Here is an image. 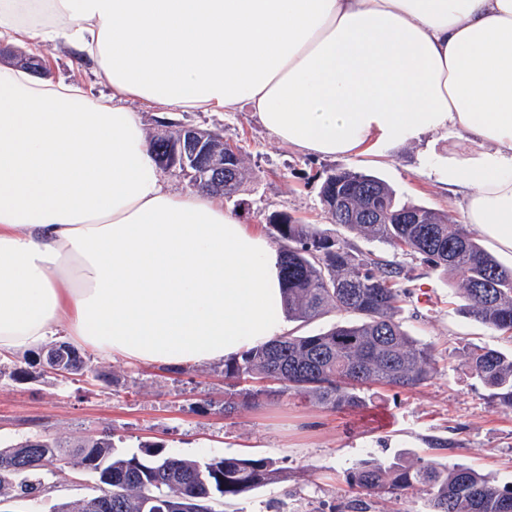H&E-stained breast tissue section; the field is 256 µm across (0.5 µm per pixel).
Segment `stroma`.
<instances>
[{"label": "stroma", "mask_w": 512, "mask_h": 512, "mask_svg": "<svg viewBox=\"0 0 512 512\" xmlns=\"http://www.w3.org/2000/svg\"><path fill=\"white\" fill-rule=\"evenodd\" d=\"M50 79H78L106 93L91 70L76 71L67 47L45 50ZM145 133L168 121L223 134L242 146L248 178L224 206L241 223L267 233L270 215L287 213L315 224L351 246L396 260L409 297L401 318L436 355L433 377L415 389L371 387L363 407L334 411L288 395L261 396L233 415L224 413L230 389L220 362L165 368L93 357L84 378L62 380L44 373L37 354L0 362V443L33 437L90 438L112 432L122 452L142 445L194 460L222 457L269 458L283 479L238 497L235 512H348L357 493L344 475L366 458L415 462L432 458L469 466L498 485L512 486V408L499 404L472 374L467 353L486 346L511 351L499 332L465 315L457 275L433 269L419 256L394 253L330 224L320 201L327 171L351 169L384 178L401 201L424 204L459 219L457 200L436 182L424 156L463 155L455 137L425 138L387 156L315 157L277 143L253 113L163 112L134 105ZM27 365L20 381L8 376ZM444 447H434V440ZM47 491L23 512H52L55 504L93 492L90 475L71 467L51 475Z\"/></svg>", "instance_id": "obj_1"}]
</instances>
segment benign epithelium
Returning <instances> with one entry per match:
<instances>
[{
	"instance_id": "1",
	"label": "benign epithelium",
	"mask_w": 512,
	"mask_h": 512,
	"mask_svg": "<svg viewBox=\"0 0 512 512\" xmlns=\"http://www.w3.org/2000/svg\"><path fill=\"white\" fill-rule=\"evenodd\" d=\"M159 164L169 172L184 169L194 185L201 181L206 183L224 173V156L211 143L197 138L192 126L182 128L180 139L171 141L168 154L160 157ZM64 350L66 347L63 346L57 351H49L41 365L43 370L57 377L73 379V367L63 357Z\"/></svg>"
}]
</instances>
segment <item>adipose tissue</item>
Instances as JSON below:
<instances>
[{"label":"adipose tissue","instance_id":"adipose-tissue-1","mask_svg":"<svg viewBox=\"0 0 512 512\" xmlns=\"http://www.w3.org/2000/svg\"><path fill=\"white\" fill-rule=\"evenodd\" d=\"M0 41L66 46L110 90L0 64V358L63 333L179 367L285 331L278 251L163 179L135 102L246 108L312 156L458 136L433 170L512 257V0H0Z\"/></svg>","mask_w":512,"mask_h":512}]
</instances>
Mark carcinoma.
<instances>
[{"label": "carcinoma", "instance_id": "obj_1", "mask_svg": "<svg viewBox=\"0 0 512 512\" xmlns=\"http://www.w3.org/2000/svg\"><path fill=\"white\" fill-rule=\"evenodd\" d=\"M224 179L200 186L231 197L245 175L237 146L224 143ZM320 200L330 223L395 251L423 256L435 268L459 275L463 312L512 340V268L504 267L448 215L400 202L381 177L340 169L328 173ZM267 224L281 254L288 318L307 323L332 308L348 319L313 335H283L224 361V378L263 379L273 386L241 389L237 396L291 395L332 410H354L372 386L416 388L435 372L434 350L416 341L399 318L405 301L403 270L393 261L346 243L287 213ZM472 373L500 404L512 406V353L475 347ZM112 435L76 441L29 438L0 446V499L37 495L46 487L44 463L66 457L95 478L97 493L61 503L55 512H224L234 498L282 478L275 462L223 457L199 462L166 455L155 445L116 452ZM352 488L401 495L421 489L429 512H512V487H500L474 469L430 458L411 464L365 459L346 473Z\"/></svg>", "mask_w": 512, "mask_h": 512}]
</instances>
